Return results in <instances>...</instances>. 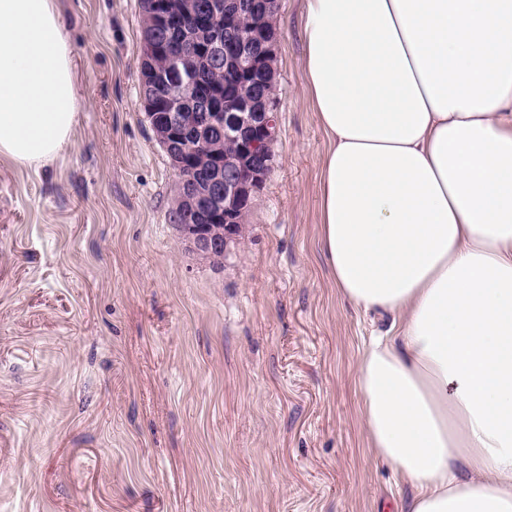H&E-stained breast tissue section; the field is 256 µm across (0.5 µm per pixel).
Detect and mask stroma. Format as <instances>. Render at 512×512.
Here are the masks:
<instances>
[{
    "label": "stroma",
    "instance_id": "obj_1",
    "mask_svg": "<svg viewBox=\"0 0 512 512\" xmlns=\"http://www.w3.org/2000/svg\"><path fill=\"white\" fill-rule=\"evenodd\" d=\"M84 105L62 156L0 160V512H405L365 446L358 350L388 319L322 257L304 0H278L279 125L222 264L173 220L140 0H61Z\"/></svg>",
    "mask_w": 512,
    "mask_h": 512
}]
</instances>
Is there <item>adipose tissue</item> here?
<instances>
[{"mask_svg":"<svg viewBox=\"0 0 512 512\" xmlns=\"http://www.w3.org/2000/svg\"><path fill=\"white\" fill-rule=\"evenodd\" d=\"M302 39L320 249L392 318L356 364L368 449L409 512H512V0H305ZM80 109L59 0H0V158L51 162Z\"/></svg>","mask_w":512,"mask_h":512,"instance_id":"1","label":"adipose tissue"}]
</instances>
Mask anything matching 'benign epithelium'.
<instances>
[{"label":"benign epithelium","mask_w":512,"mask_h":512,"mask_svg":"<svg viewBox=\"0 0 512 512\" xmlns=\"http://www.w3.org/2000/svg\"><path fill=\"white\" fill-rule=\"evenodd\" d=\"M224 14L221 4L210 9L211 21L195 22L192 0H152L151 25L173 27L180 22L192 26L196 33L179 44L173 61L176 71L201 72L220 56V21ZM262 58L237 52L224 57V67L237 73L257 71ZM160 74L146 70L142 77V98H153ZM177 83H168L165 95L167 112L160 117L147 113L154 139L166 152L177 154V211L187 215L182 225L184 237L196 251L208 256H224L237 242V213L250 203L256 190L270 172L271 147L277 138L278 104H265V111H252L250 101L236 104L233 136L236 147L232 153L217 149V131L224 119V95L214 89L201 94L197 111L185 112L184 97L176 91ZM216 159L210 176L199 173L197 157Z\"/></svg>","instance_id":"obj_1"}]
</instances>
